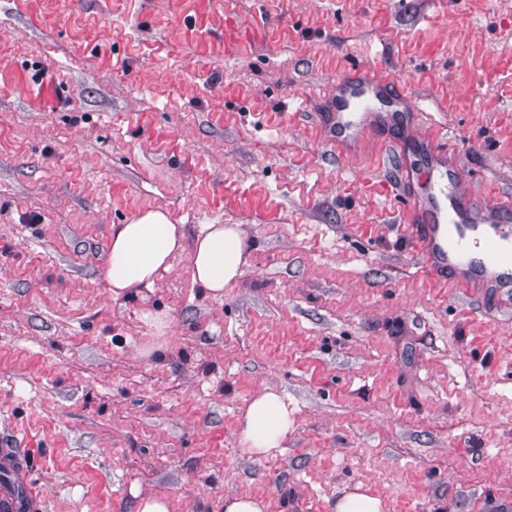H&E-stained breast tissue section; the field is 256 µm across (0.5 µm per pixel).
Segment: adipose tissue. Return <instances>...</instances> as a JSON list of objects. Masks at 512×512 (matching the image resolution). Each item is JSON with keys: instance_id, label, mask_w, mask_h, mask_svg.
<instances>
[{"instance_id": "adipose-tissue-1", "label": "adipose tissue", "mask_w": 512, "mask_h": 512, "mask_svg": "<svg viewBox=\"0 0 512 512\" xmlns=\"http://www.w3.org/2000/svg\"><path fill=\"white\" fill-rule=\"evenodd\" d=\"M189 251L194 283L209 295L223 297L249 263L250 251L239 225L208 224L192 247H185L181 225L160 209L142 211L129 223L113 225L108 242L105 278L113 296L151 285L171 267L172 258ZM294 411L272 388L258 392L236 422L238 440L250 456L274 455L294 427Z\"/></svg>"}]
</instances>
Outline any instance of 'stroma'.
Returning a JSON list of instances; mask_svg holds the SVG:
<instances>
[{
    "instance_id": "obj_1",
    "label": "stroma",
    "mask_w": 512,
    "mask_h": 512,
    "mask_svg": "<svg viewBox=\"0 0 512 512\" xmlns=\"http://www.w3.org/2000/svg\"><path fill=\"white\" fill-rule=\"evenodd\" d=\"M397 73L462 189L512 198V0H0V439L44 512H512V299L430 282L395 155L316 137L336 81ZM240 225L215 299L189 255L138 292L111 225ZM279 453L234 432L261 387ZM294 412L280 394L264 387L237 418L240 444L257 460L274 455L293 430ZM382 500L370 494L362 485L341 495L336 500L335 512H384ZM267 503L253 495H237L224 499V512H267Z\"/></svg>"
}]
</instances>
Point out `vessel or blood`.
Here are the masks:
<instances>
[{"label": "vessel or blood", "instance_id": "1", "mask_svg": "<svg viewBox=\"0 0 512 512\" xmlns=\"http://www.w3.org/2000/svg\"><path fill=\"white\" fill-rule=\"evenodd\" d=\"M414 104L392 76L353 68L336 82V100L325 139L355 152L382 149L378 121H404ZM398 194L404 228L425 272L443 285L479 297L496 308L498 293L512 290V201L463 190L448 149L437 137L408 127L399 144ZM42 492L22 449L0 447V512H43Z\"/></svg>", "mask_w": 512, "mask_h": 512}]
</instances>
